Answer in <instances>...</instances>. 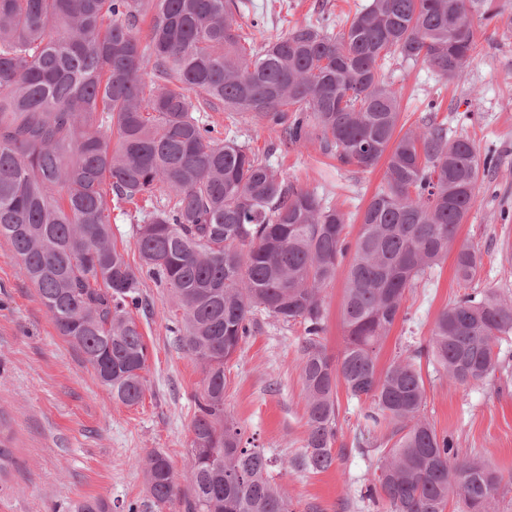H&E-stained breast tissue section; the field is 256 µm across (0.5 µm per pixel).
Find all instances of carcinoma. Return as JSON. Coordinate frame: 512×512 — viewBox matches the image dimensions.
<instances>
[{"mask_svg": "<svg viewBox=\"0 0 512 512\" xmlns=\"http://www.w3.org/2000/svg\"><path fill=\"white\" fill-rule=\"evenodd\" d=\"M242 0H0V239L13 247L59 335L76 347L112 399L142 401L148 348L135 314L153 303L151 277L172 300L177 341L202 368L190 424L186 487L167 456L144 463L157 504L184 512H288L271 459L246 446L224 415L226 365L264 312L303 325L298 346L307 415L301 470L336 462L337 389L370 401L392 441L367 496L383 512H496L505 473L458 456L424 415L418 362L479 385L503 368L512 302L463 294L431 334L384 369L377 351L406 292L456 250L470 287L481 250L456 245L493 159L451 139L430 117L398 130L399 94L383 78L392 59L438 77H465L499 0H370L337 27L328 16L241 44ZM150 18L147 32L141 24ZM150 80H145V76ZM250 112L282 126L288 144L362 170L385 162V184L363 211L355 242L345 214L297 187L235 140L210 135L197 112ZM135 206L139 266L112 241V209ZM349 261L344 340L324 344L322 292ZM0 415V474L14 464Z\"/></svg>", "mask_w": 512, "mask_h": 512, "instance_id": "carcinoma-1", "label": "carcinoma"}]
</instances>
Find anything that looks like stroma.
I'll use <instances>...</instances> for the list:
<instances>
[{"label": "stroma", "instance_id": "35a3bbf8", "mask_svg": "<svg viewBox=\"0 0 512 512\" xmlns=\"http://www.w3.org/2000/svg\"><path fill=\"white\" fill-rule=\"evenodd\" d=\"M369 0H250L238 18L244 36L270 39L320 12L344 18ZM489 26L477 29V49L465 80L448 82L422 65L391 60L386 81L401 96L408 125L416 127L436 103L437 121L449 136H469L479 154L493 155L497 170L461 224L458 242L479 246L483 264L473 286L512 300V0ZM220 139L249 146L288 181L314 191L346 213L349 240H356L361 213L384 184V166L368 171L341 166L317 143L295 149L259 118L237 112H205ZM347 275L339 268L324 291L329 354L342 343L341 303ZM154 304L139 321L148 346L146 390L141 403L112 398L77 348L60 336L34 286L21 275L11 245L0 240V411L13 431L15 464L0 478V512H78L88 500H104L110 512H182L179 502L154 505L142 463L164 453L177 481L191 468L190 422L200 389V366L169 330L172 302L163 288L145 280ZM464 293L446 257L406 296L384 343L378 364L387 367L399 351L426 339L439 312ZM300 325L259 314L251 336L226 368L224 412L252 444L272 460L270 474L291 512H381L365 496L379 471L386 431L368 419L369 402L338 388L337 447L327 471L297 472L287 460L306 438L298 361ZM498 349L508 373L484 384H456L422 361L425 415L438 433L453 435L460 455L479 454L512 471V335Z\"/></svg>", "mask_w": 512, "mask_h": 512}]
</instances>
